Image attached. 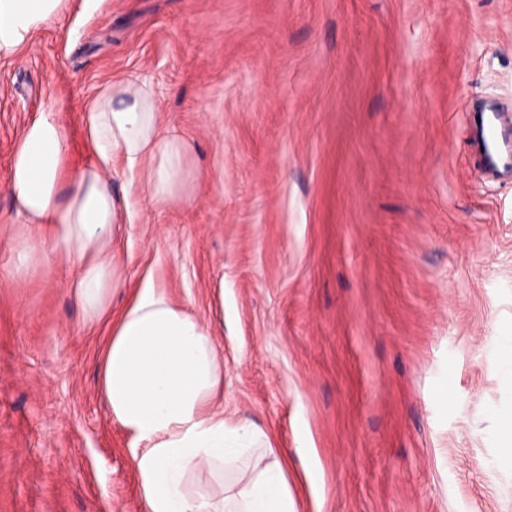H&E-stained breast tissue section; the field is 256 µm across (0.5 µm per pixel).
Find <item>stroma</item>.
Listing matches in <instances>:
<instances>
[{"mask_svg":"<svg viewBox=\"0 0 512 512\" xmlns=\"http://www.w3.org/2000/svg\"><path fill=\"white\" fill-rule=\"evenodd\" d=\"M136 78L189 196L115 166L113 310L151 282L210 326L215 408L271 437L298 512H512V183L467 137L473 102L512 110V0H65L0 59V512H144L107 329L66 262L17 270L40 229L9 191L37 112L89 164L88 107Z\"/></svg>","mask_w":512,"mask_h":512,"instance_id":"obj_1","label":"stroma"}]
</instances>
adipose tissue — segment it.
Segmentation results:
<instances>
[{
  "label": "adipose tissue",
  "instance_id": "obj_1",
  "mask_svg": "<svg viewBox=\"0 0 512 512\" xmlns=\"http://www.w3.org/2000/svg\"><path fill=\"white\" fill-rule=\"evenodd\" d=\"M64 0H0V59L58 15ZM163 114L150 84L126 80L102 93L87 112L95 161L66 166V128L43 109L26 124L10 165V192L40 241L17 251L19 266L62 259L74 270L72 292L84 323L109 320L101 361V395L110 419L139 446L133 464L147 512H297L284 461L269 437L214 410L224 367L211 333L197 317L153 283L111 313L120 279L111 229L119 221L112 195L114 163L145 172L155 202L177 199L187 147L162 136ZM224 479V496L191 492V476Z\"/></svg>",
  "mask_w": 512,
  "mask_h": 512
}]
</instances>
